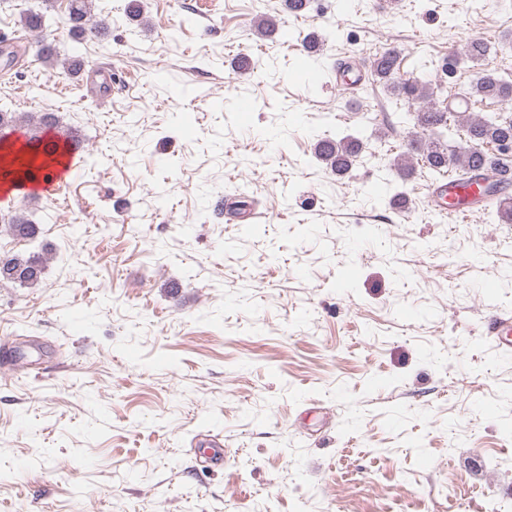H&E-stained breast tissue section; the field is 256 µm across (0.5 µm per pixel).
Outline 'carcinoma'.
Instances as JSON below:
<instances>
[{
    "instance_id": "obj_1",
    "label": "carcinoma",
    "mask_w": 512,
    "mask_h": 512,
    "mask_svg": "<svg viewBox=\"0 0 512 512\" xmlns=\"http://www.w3.org/2000/svg\"><path fill=\"white\" fill-rule=\"evenodd\" d=\"M22 27L37 32L45 26V15L38 11H29L21 15ZM67 24L71 37L80 41L87 36L97 37L106 33L104 21L94 19L92 0H68ZM490 51V45L481 38L468 41L463 49L464 59L471 62L483 60ZM40 59L50 68L62 66V71L77 75L83 68V60L77 56L61 59L56 47L50 42L37 44ZM398 69V60L391 50L376 56L372 72L376 80L386 86L390 93L403 98L416 113V125L428 135L430 140L413 136L407 143L404 157L394 167L404 177L413 173V159L420 157L423 165L437 173L453 167L458 170V180H474L478 173L489 181L485 188L488 193H497L512 185V158L506 159L498 153L499 146L508 141L512 143V114L494 112L484 116L461 118L464 127L461 143L450 146L443 141L445 133L451 131V121L457 111L448 105L440 108L435 103L436 93L433 84L419 77L403 82L394 80ZM459 98L469 101L473 98L492 100L503 105L512 103V78L494 73H483L468 88L459 93ZM25 127L28 130L27 145L32 147L40 140L45 130L58 127V121L52 112H43L33 117L26 112H0V132ZM363 149V141L356 137H344L339 140L324 138L317 141L314 154L329 165L336 174L345 173L352 165L353 158ZM10 166L20 174L22 182L36 178L35 171L45 170L48 164L39 161L37 153L17 152L10 160ZM4 229L14 237L30 240L37 233V226L23 213H15L3 220ZM43 260L39 256L22 257L19 255L0 257V281L33 285L41 277Z\"/></svg>"
}]
</instances>
